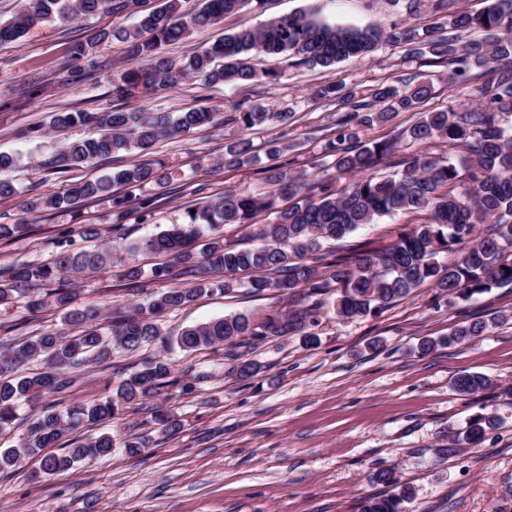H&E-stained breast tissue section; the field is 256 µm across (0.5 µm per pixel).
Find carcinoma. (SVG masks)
I'll use <instances>...</instances> for the list:
<instances>
[{"instance_id":"carcinoma-1","label":"carcinoma","mask_w":512,"mask_h":512,"mask_svg":"<svg viewBox=\"0 0 512 512\" xmlns=\"http://www.w3.org/2000/svg\"><path fill=\"white\" fill-rule=\"evenodd\" d=\"M265 0H201V5L181 11L180 0H159L150 11L144 0H24L22 10L0 22V43L15 42L34 25L51 18L74 20L98 12L126 13L135 18L130 28L101 29L89 42L75 41L70 48L78 80L95 77L101 65L92 59L94 48L113 38L126 44L127 56L141 62L135 73L112 79L114 104L89 110L52 114L48 131L61 141L59 149L41 162L56 173L79 169L96 160H107L120 151H149L162 138H180L194 129L213 125L218 113L208 106L186 112H138L124 106L128 100L179 87L189 79L203 84H250L257 74L248 56H285L295 66L321 67L333 71L348 59L370 56L382 42L403 44L425 64L447 69L448 81L470 85L488 77L480 86L482 101L463 111L425 112L405 130L388 138L367 142L366 131L388 125L402 112H412L431 97L430 79L413 76L401 87L381 84L371 99L342 81L330 80L313 88L312 97L336 104L333 133L322 146L325 161L317 173L290 169L276 163L288 150L279 139L268 142L273 163L262 170L270 191L254 195L239 189L224 192L215 203L187 213L183 224L134 245V249L172 257V263L146 272L140 265L124 266L122 277L137 286L141 279L174 278L193 283L190 288H170L149 295L130 310L112 315L110 338L95 320L98 314L74 306L76 295L65 282L70 273H86L105 267L112 247L88 252L77 250L71 230L55 234L56 257L50 264L21 262L0 271V305L19 295L27 298L30 311L43 309L46 300L65 312L64 321L80 325L72 335L46 333L32 336L0 359V433L12 428L21 400L61 393L75 383L72 369L84 362L104 363L115 350L134 352L163 336L164 313L191 305L202 294L226 295L248 287L255 293L274 291L304 294L303 305L266 316L239 313L186 327L169 338L181 350L201 347L228 349L238 362L240 378L258 370L241 360L239 350L269 337L300 334L308 343L316 339L325 296L335 295L333 308L341 318L375 316L408 296L425 282H432L437 296L448 304L465 301L493 288L512 287V125L501 117L512 115V0H491L481 14L465 11L443 14L448 0H432L433 21L426 26L393 23L388 27L358 28L329 24L315 15L298 11L269 19L257 28H241L208 45L194 47L175 61L163 47L187 39L193 28L213 24L243 7ZM291 113L270 112L260 104L241 105L231 121L244 131L270 124L288 125ZM88 126L96 134L69 140L65 132ZM460 147L466 155L456 160L440 158L429 150L437 141ZM416 147L403 168L379 178L371 170L394 157L402 142ZM227 162L243 165L254 159L251 139L241 137L225 144ZM17 160L0 152V198H11L18 189L10 177ZM170 181L163 167L133 164L93 180L77 182L61 196L36 198L30 210H61L83 201L112 195L114 208L129 205L141 218L155 208L154 199L142 196L148 185L162 187ZM403 213L418 217V223L378 252H355L341 242L364 224L386 215ZM270 216L263 224L260 215ZM225 224L254 227V237L263 241L255 248L239 249L224 242ZM27 224H0V242L8 243L26 234ZM354 253L348 262L337 252ZM57 284L51 290L43 285ZM486 323L472 318L456 323L446 344H459L481 335ZM44 357L46 370L33 375L9 377L21 363ZM179 384L163 358L142 361L127 368L113 395L64 410L47 405L27 429L17 447L0 452V476L14 472L25 458H40V471H68L85 459L112 454V435L102 433L58 453H44L61 438L82 427L92 428L118 415L135 401L167 395ZM460 393H475L492 387L478 373H461L452 380ZM498 419L480 414L467 429L453 438L457 445L475 444L496 429ZM412 492L403 487L365 499L360 512H405Z\"/></svg>"}]
</instances>
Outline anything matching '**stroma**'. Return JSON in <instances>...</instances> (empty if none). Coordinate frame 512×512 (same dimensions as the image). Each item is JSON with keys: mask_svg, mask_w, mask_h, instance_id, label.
Instances as JSON below:
<instances>
[{"mask_svg": "<svg viewBox=\"0 0 512 512\" xmlns=\"http://www.w3.org/2000/svg\"><path fill=\"white\" fill-rule=\"evenodd\" d=\"M299 10L343 26H386L412 20L428 24L431 15L409 18L389 0H268L265 10L244 7L218 24L196 30L191 43L165 46L177 59L190 45L212 42L242 28ZM121 14L84 20L41 23L18 41L0 44V152L20 157L12 174L21 195L0 201V224H29L23 237L0 245V268L15 262H47L56 255L55 233L74 230L76 248L95 250L110 238L116 222L108 199L85 201L71 210L32 212L30 199L62 193L70 184L100 177L113 165L144 160L164 162L171 181L147 188L156 208L147 222L129 213L128 236L114 247L111 267L72 278L82 305L112 313L148 293L168 288V281L131 289L121 277L124 264L150 268L169 264L164 255L136 250L141 239L170 224L184 223L187 210L212 202L224 191L269 189L259 166L226 167L224 146L239 137L229 117L240 104H260L274 112L288 110V125H270L252 133L255 146L281 139L290 145L282 160L311 169L328 133L334 104L313 101L311 87L325 81L318 69L296 68L284 57L257 56L258 74L249 87L206 86L188 80L178 88L139 97L131 106L141 112H182L205 103L224 117V124L204 127L178 139H163L149 155L114 154L111 161L55 174L40 167L58 142L50 135L25 137V128L47 125L51 113L91 109L105 104L107 84L73 82L65 64L72 39H88L104 27H125ZM277 70L278 83L263 79ZM432 76L435 91L424 111H459L474 101L471 91L449 84L442 68L410 58L404 46L381 44L372 58L348 60L335 76L358 96H369L377 84L400 83L413 74ZM38 83L41 94H22V84ZM412 218L396 214L358 228L349 243L366 249L390 245ZM86 224L99 225L101 239L79 237ZM294 298L272 292L234 295L211 293L161 319L165 333L238 312L264 314L285 310ZM480 318L489 330L467 343L440 347L421 356L415 351L426 337L439 338L459 321ZM61 311L46 304L29 311L24 298L0 305V356L9 343L42 331L70 332ZM313 345L301 336L273 337L252 350L261 369L239 379L223 352L200 348L187 353L156 342L136 352H114L112 366L87 363L79 381L54 395L60 407L114 393L121 377L114 364H133L161 356L175 375H200L191 391L172 389L165 407L181 423L163 434L152 421L156 402L127 406L107 422L116 445L110 456L80 463L66 472L31 480L39 462L24 459L10 478L0 477V512H360L365 498L389 488L371 481L372 472L389 469L399 484L414 492L406 512H497L512 490V289L495 288L471 300L448 305L431 284L375 317L342 319L333 306L321 312ZM489 376L490 389L473 394L455 391L461 372ZM481 413L495 414L500 426L474 447L454 446L450 438ZM147 437L140 455H128L122 443Z\"/></svg>", "mask_w": 512, "mask_h": 512, "instance_id": "35a3bbf8", "label": "stroma"}]
</instances>
